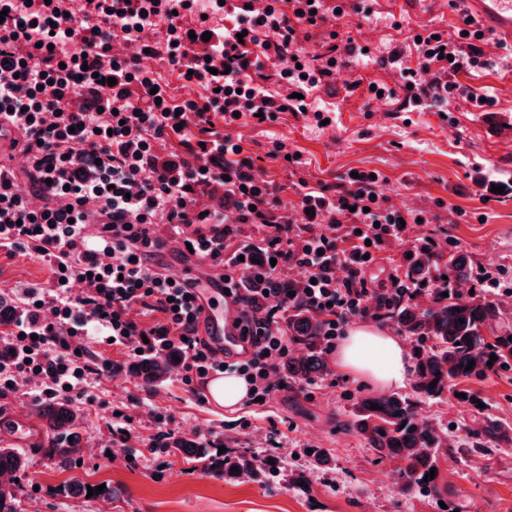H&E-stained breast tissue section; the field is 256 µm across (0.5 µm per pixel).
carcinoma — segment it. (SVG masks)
Listing matches in <instances>:
<instances>
[{"instance_id":"obj_1","label":"carcinoma","mask_w":512,"mask_h":512,"mask_svg":"<svg viewBox=\"0 0 512 512\" xmlns=\"http://www.w3.org/2000/svg\"><path fill=\"white\" fill-rule=\"evenodd\" d=\"M441 264L447 267L454 287L436 289L435 299L427 305L410 301L387 313V320L399 331L422 343L416 355L413 395L365 396L354 404L352 418L347 422L381 457L406 462V490L433 498L441 493L438 448L442 446V437L419 420V402L441 398L448 385L457 379L482 377L492 354L497 357V364L503 367L512 364V333L495 331L503 317L502 308L493 302L465 299L457 292V288L471 282L473 277V269L464 257L417 252L409 262L407 274L421 280ZM322 331L323 320L319 315L304 308L294 311L288 319V332L298 345L299 353L281 362L279 371L283 377L318 378L329 370L320 347ZM179 357L181 352L172 348L163 355L140 359L132 365V371L144 386L153 387L179 368ZM470 361L474 366L468 371ZM434 380L436 386H429ZM375 404L380 409H373ZM39 414L46 424L48 445L43 448L44 456L62 463L70 462L81 448L76 410L68 402L44 399L39 404ZM151 447L173 448L184 460L201 462L207 468L213 466L229 477L261 475L254 457L247 453L220 456L212 453L210 444L198 440L155 441ZM28 464L29 458L24 453L14 448H0V476L9 480V484L0 485V512H18L16 478L26 472ZM433 467L436 468L434 479L424 481Z\"/></svg>"}]
</instances>
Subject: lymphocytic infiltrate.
<instances>
[{"instance_id":"1","label":"lymphocytic infiltrate","mask_w":512,"mask_h":512,"mask_svg":"<svg viewBox=\"0 0 512 512\" xmlns=\"http://www.w3.org/2000/svg\"><path fill=\"white\" fill-rule=\"evenodd\" d=\"M358 9V0H236L230 9L219 0H0V146L25 161L0 162V248L52 270L10 324L0 394L36 380L51 397L94 404L91 378L115 370L94 355L95 338L143 357L178 348L186 383L227 367L266 398L293 350L282 325L289 312L323 317L329 353L352 318L379 321L431 295L398 264L379 283L368 278L393 243L457 247L415 235L421 211L386 207L362 171L338 186L298 181L296 206L317 223L273 220L276 186L218 129L313 111L315 91L363 55L334 27ZM159 25L163 39L145 40ZM319 28L328 41L304 52V31ZM490 43L465 15L454 36H422L414 64L399 69L408 100L435 89L479 103L455 77L487 66ZM148 57L187 95L173 96ZM243 224L266 227L264 250L232 247ZM173 242L223 267L244 357L220 355L199 336L196 279L151 265ZM290 270L302 283L296 294L281 286Z\"/></svg>"}]
</instances>
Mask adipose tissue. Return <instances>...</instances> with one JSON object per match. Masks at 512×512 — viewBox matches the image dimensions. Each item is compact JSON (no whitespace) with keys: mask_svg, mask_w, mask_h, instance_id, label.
<instances>
[{"mask_svg":"<svg viewBox=\"0 0 512 512\" xmlns=\"http://www.w3.org/2000/svg\"><path fill=\"white\" fill-rule=\"evenodd\" d=\"M339 366L386 388L403 385L410 363L403 343L393 334L371 326H354L336 353Z\"/></svg>","mask_w":512,"mask_h":512,"instance_id":"1","label":"adipose tissue"}]
</instances>
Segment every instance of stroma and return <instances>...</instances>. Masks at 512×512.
Instances as JSON below:
<instances>
[{
    "mask_svg": "<svg viewBox=\"0 0 512 512\" xmlns=\"http://www.w3.org/2000/svg\"><path fill=\"white\" fill-rule=\"evenodd\" d=\"M372 7L371 16L342 20L371 53L318 91L330 126L317 127L309 113L282 112L273 122L225 133L241 141L261 178L281 186L276 216L296 200L287 166L268 156L278 142L301 154V171L313 184H340L353 170L378 172L390 203L426 212L429 221L416 226L417 234L447 231L473 265L502 270V286L512 287V49L490 48L491 67L455 77L486 96V106L451 99L438 109L416 110L400 94L379 100L367 88L396 86L400 64L416 57L411 31L454 33L461 10L455 0H428L423 8L414 0H374ZM394 19L402 29L391 27ZM50 277L44 261L0 249V290L43 286ZM107 353L121 369L97 389L101 407H77L82 452L62 464L28 446L18 512H512L511 367L454 381L440 400L421 403L425 422L448 436L435 499L406 493L402 463L379 459L347 428L356 400L378 391L367 379L340 370L332 382L292 380L265 404L248 401L231 410L207 406L203 393L177 374L146 388L128 369L133 355L112 347ZM462 390L467 399L459 398ZM116 409L132 417V438L124 445L115 433ZM487 419L499 433L476 442L472 431ZM169 432L276 457L279 469L255 480L229 479L178 455L146 450L147 440ZM312 448L324 449L329 464L315 466ZM301 474L307 478L302 487L295 482ZM75 477L112 482L124 494L109 506L61 494L60 486Z\"/></svg>",
    "mask_w": 512,
    "mask_h": 512,
    "instance_id": "stroma-1",
    "label": "stroma"
}]
</instances>
